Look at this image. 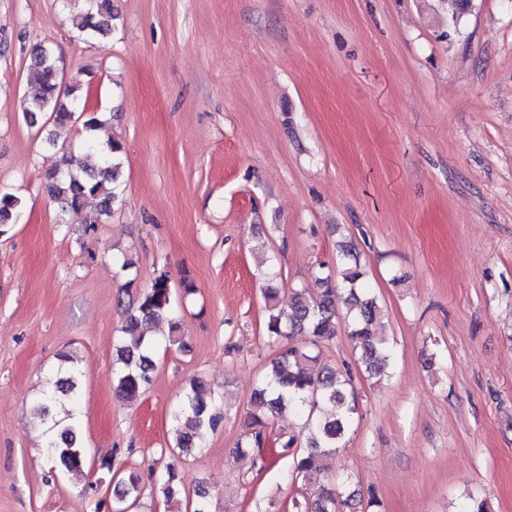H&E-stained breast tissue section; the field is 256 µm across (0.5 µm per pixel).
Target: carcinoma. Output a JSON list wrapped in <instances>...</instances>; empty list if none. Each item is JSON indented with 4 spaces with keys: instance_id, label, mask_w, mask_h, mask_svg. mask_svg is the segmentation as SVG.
I'll return each mask as SVG.
<instances>
[{
    "instance_id": "cac0c4a2",
    "label": "carcinoma",
    "mask_w": 512,
    "mask_h": 512,
    "mask_svg": "<svg viewBox=\"0 0 512 512\" xmlns=\"http://www.w3.org/2000/svg\"><path fill=\"white\" fill-rule=\"evenodd\" d=\"M80 29L87 37L107 36L116 20L112 0H84ZM454 9L448 17L447 29L440 37L452 41L461 33L463 18L469 13L472 0H451ZM34 63L28 81L27 96L30 106L24 113L26 122L34 126L45 119V144L54 148L59 140H67L73 130V115L88 92L81 81L60 88L61 79L57 58L52 50L38 47L33 52ZM101 121L91 117L83 122L81 151L63 150L56 168L48 174L47 190L59 202L61 214L83 210L86 200L98 199L99 212L112 215L118 198L122 169L123 146L110 141L98 143L95 132ZM96 151L103 165L94 168L87 162L86 152ZM19 210V198L8 191H0V236L10 231ZM336 260L341 266V284L332 275L317 277L318 291L291 288L288 296L280 297L277 289L268 288L265 297L268 317L264 324L263 341L276 349L269 372L249 396L245 421L247 440L237 446L241 458L256 464L253 450L262 447L266 430L272 419L284 410L306 412L305 426L311 430L307 443L300 435L283 432L279 445L283 456L291 459L287 468L288 481L299 485L303 500L291 502L295 512H343L353 507L354 496L343 497L336 486L321 476L322 469L314 465L317 458L331 459L352 427L358 413L354 375L349 364L341 368L319 365L322 347L333 341L338 333L346 331L356 354L358 373L381 378L390 367L393 354L385 339L377 334L381 310L376 298L365 285V272L347 241L336 244ZM342 303L345 314L337 311ZM169 325V335L162 338L156 329L162 322ZM177 302L170 286V277L163 271L139 294L137 304L126 311L122 336L116 346L117 390L127 399L136 400L151 381L160 347L179 349L185 346L180 335ZM296 335L312 337L310 345L290 342ZM62 365L57 378L37 402L41 420L48 424L47 452L51 469L59 472H77L83 469L88 457L82 436V423L76 401L80 390L79 371L68 355L61 356ZM177 420L184 430L177 433L175 448L189 452L204 447L210 433L224 420V413L216 404L209 383L194 377L181 398ZM121 492L117 501L130 508L141 495V475L136 470L120 479ZM156 492L170 500L177 494L174 475L158 480Z\"/></svg>"
}]
</instances>
